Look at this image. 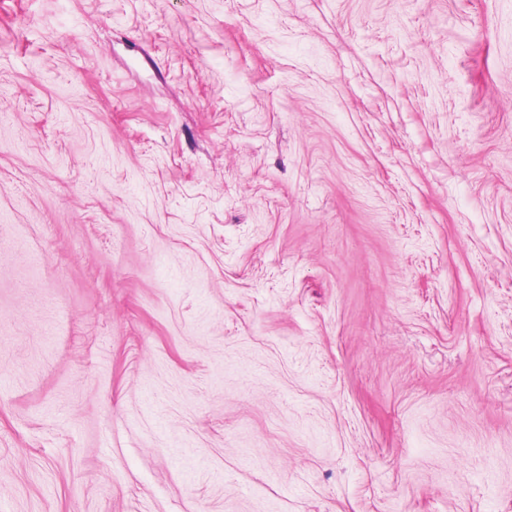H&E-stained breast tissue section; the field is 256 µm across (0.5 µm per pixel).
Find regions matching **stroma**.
I'll list each match as a JSON object with an SVG mask.
<instances>
[{
  "instance_id": "35a3bbf8",
  "label": "stroma",
  "mask_w": 512,
  "mask_h": 512,
  "mask_svg": "<svg viewBox=\"0 0 512 512\" xmlns=\"http://www.w3.org/2000/svg\"><path fill=\"white\" fill-rule=\"evenodd\" d=\"M7 512H512V0H0Z\"/></svg>"
}]
</instances>
